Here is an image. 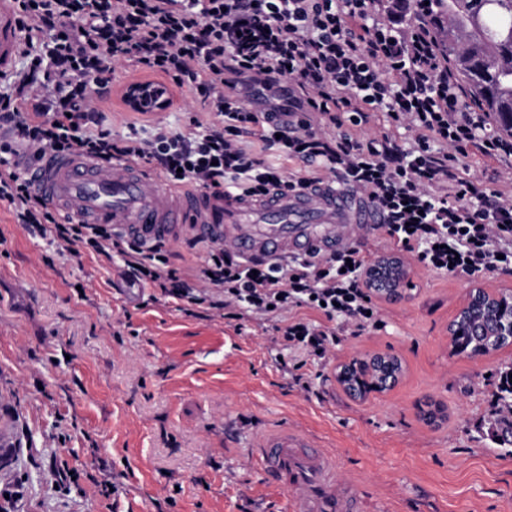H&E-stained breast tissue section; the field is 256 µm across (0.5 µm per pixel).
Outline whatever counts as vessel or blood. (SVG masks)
Wrapping results in <instances>:
<instances>
[{"mask_svg":"<svg viewBox=\"0 0 512 512\" xmlns=\"http://www.w3.org/2000/svg\"><path fill=\"white\" fill-rule=\"evenodd\" d=\"M19 40L12 0H0V75L9 72ZM17 162L34 189L73 222L116 225L149 248L189 232L224 242L246 258L326 254L380 221L373 207L333 183L302 192L274 188L258 198H217L164 186L155 173L129 163L26 152ZM252 454L290 494L295 512H360L358 493L337 484L335 456L305 433L269 431Z\"/></svg>","mask_w":512,"mask_h":512,"instance_id":"1","label":"vessel or blood"}]
</instances>
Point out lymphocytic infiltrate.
<instances>
[{"label": "lymphocytic infiltrate", "mask_w": 512, "mask_h": 512, "mask_svg": "<svg viewBox=\"0 0 512 512\" xmlns=\"http://www.w3.org/2000/svg\"><path fill=\"white\" fill-rule=\"evenodd\" d=\"M14 2L23 66L0 81V201L62 250L117 251L126 281L227 319L272 321L282 349L319 359L336 343L333 321L360 330L378 322L362 286L371 260L360 247L249 263L224 244L195 239L204 263L183 275L164 246L146 250L134 239H112L101 225L64 221L18 170L20 151L144 163L167 185L217 196L337 180L383 215L389 244L425 269L512 272V189L479 191L456 174L470 147L511 158L512 137L494 131L457 81L428 8L405 24L394 12L372 13L369 0ZM121 61L187 89L209 120L191 117L184 131L133 124L113 139L100 105ZM231 74L238 83L228 82ZM285 76L301 90V110H254L259 90ZM374 110L404 127L407 142L362 135ZM252 132L262 153L242 141ZM284 159L303 162L308 174L287 177ZM299 308L318 320L296 316Z\"/></svg>", "instance_id": "lymphocytic-infiltrate-1"}]
</instances>
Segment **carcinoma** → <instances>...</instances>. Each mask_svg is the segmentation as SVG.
<instances>
[{
  "instance_id": "carcinoma-1",
  "label": "carcinoma",
  "mask_w": 512,
  "mask_h": 512,
  "mask_svg": "<svg viewBox=\"0 0 512 512\" xmlns=\"http://www.w3.org/2000/svg\"><path fill=\"white\" fill-rule=\"evenodd\" d=\"M443 51L499 129L512 136V0H430Z\"/></svg>"
}]
</instances>
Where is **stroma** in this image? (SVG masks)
I'll use <instances>...</instances> for the list:
<instances>
[{
	"label": "stroma",
	"instance_id": "35a3bbf8",
	"mask_svg": "<svg viewBox=\"0 0 512 512\" xmlns=\"http://www.w3.org/2000/svg\"><path fill=\"white\" fill-rule=\"evenodd\" d=\"M201 109L178 92L147 115L116 99L104 126L116 138L149 120L182 130ZM411 279L407 301L375 300L378 327L340 330L313 361L281 353L270 322L238 331L213 310L186 314L125 281L118 259L59 251L0 203V512H290L251 454L283 424L339 457V483L364 491L367 512H512V445L491 404L512 348L452 354L468 277L415 263ZM365 351L404 372L357 401L334 368ZM428 400L445 408L439 426L419 416ZM64 466L77 484L60 483Z\"/></svg>",
	"mask_w": 512,
	"mask_h": 512
}]
</instances>
